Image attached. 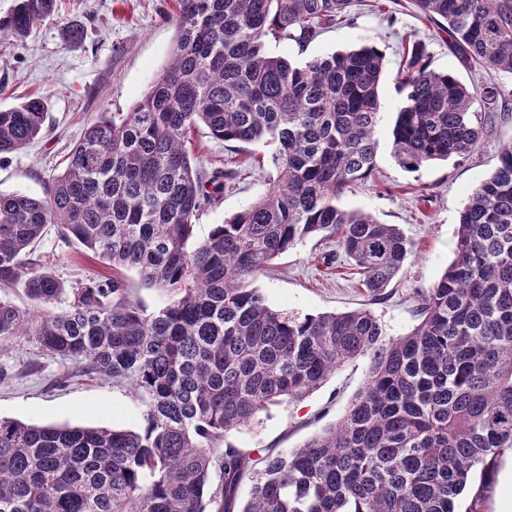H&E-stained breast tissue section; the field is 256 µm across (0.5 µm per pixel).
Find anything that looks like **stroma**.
Wrapping results in <instances>:
<instances>
[{
    "label": "stroma",
    "mask_w": 512,
    "mask_h": 512,
    "mask_svg": "<svg viewBox=\"0 0 512 512\" xmlns=\"http://www.w3.org/2000/svg\"><path fill=\"white\" fill-rule=\"evenodd\" d=\"M62 21L34 28L25 41L0 35V108L34 94L44 98L48 117L44 133L27 148L0 160V190L43 196L47 180L97 112H129L166 66L175 36L173 0H60ZM354 25L330 29L306 46L267 40L270 55L294 63L330 55L360 44L376 45L385 56L379 87L381 149L376 169L338 198L341 208L361 210L383 224L398 225L415 244L393 285L391 297L370 304L350 271L327 270L323 255L335 242L312 238L278 258L258 275L256 288L273 308L318 314L369 307L392 336L415 325L414 289L432 286L454 259L459 212L472 189L498 165L501 150L512 144V75L499 73L503 103L511 112L489 128L466 160L437 161L409 172L390 154V130L405 94L396 79L399 64L413 42L425 45L431 69L451 73L467 85L481 87L484 71L466 68L446 32L420 18L412 0H378L356 9ZM83 29L81 39L68 36V26ZM267 147L235 144L199 133L197 153L204 163L240 170L223 196L206 207L194 227L193 240L207 238L270 187L275 172L256 157ZM45 262L69 285L108 276L112 268L78 241L64 239L48 227L39 247ZM74 361L43 352L29 336L0 344V417L35 425H68L134 429L140 408L127 387L111 379L81 376ZM366 360L347 362L321 388L303 401L261 414L251 427L231 434L244 448H275L286 453L341 418L363 385Z\"/></svg>",
    "instance_id": "stroma-1"
}]
</instances>
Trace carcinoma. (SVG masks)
<instances>
[{
	"label": "carcinoma",
	"instance_id": "cac0c4a2",
	"mask_svg": "<svg viewBox=\"0 0 512 512\" xmlns=\"http://www.w3.org/2000/svg\"><path fill=\"white\" fill-rule=\"evenodd\" d=\"M354 2L175 0L169 62L133 110L97 113L45 197L0 192V288L21 281L34 302L0 297V343L31 336L128 386L143 420L133 430L0 418V512H455L462 496L466 512H486L490 474L512 453V146L460 210L451 265L413 293L407 334L388 335L370 309L276 310L252 286L318 237L337 247L323 265L352 264L383 302L413 254L397 225L336 204L376 166L382 52L365 44L295 65L265 51L269 38L305 45L350 23ZM416 4L464 64L512 74V0ZM58 14L57 0H18L0 34L22 40ZM397 79L406 103L391 153L411 172L473 153L502 99L495 83L472 90L430 69L419 42ZM45 120L37 96L0 109V156L30 145ZM200 128L270 147L275 178L193 245L202 209L239 175L193 160ZM49 224L112 278L67 287L38 251ZM120 268L171 300L147 312ZM360 358L368 376L347 411L301 447L229 441Z\"/></svg>",
	"mask_w": 512,
	"mask_h": 512
}]
</instances>
